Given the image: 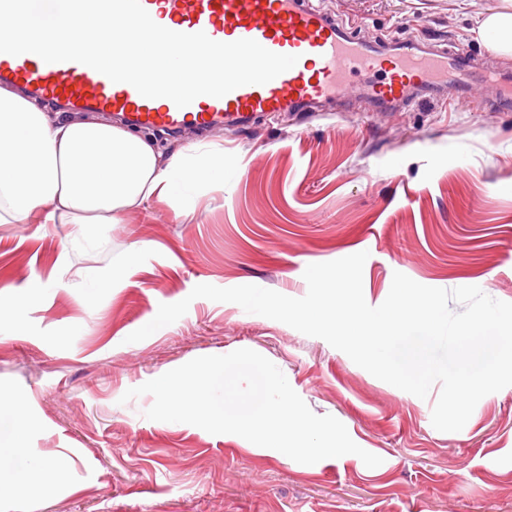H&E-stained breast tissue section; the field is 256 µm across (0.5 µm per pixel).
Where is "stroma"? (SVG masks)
I'll list each match as a JSON object with an SVG mask.
<instances>
[{
	"instance_id": "stroma-1",
	"label": "stroma",
	"mask_w": 512,
	"mask_h": 512,
	"mask_svg": "<svg viewBox=\"0 0 512 512\" xmlns=\"http://www.w3.org/2000/svg\"><path fill=\"white\" fill-rule=\"evenodd\" d=\"M312 3L375 42L481 54L471 29L499 0ZM214 150L224 189L197 202L134 206L117 224H0V397L19 400L26 426L0 421V448L20 443L62 467L48 490L32 473L23 512H512V386L483 397L461 431L441 432L440 385L416 397L321 338L189 297L199 284H252L300 298L308 265L365 251L369 305L397 272L512 302V112L442 99L385 117L359 102L275 115ZM125 248L133 260L112 270ZM185 298L178 321L128 342L160 304ZM228 348L273 362L381 464H301L234 434L147 419L151 395L122 399Z\"/></svg>"
}]
</instances>
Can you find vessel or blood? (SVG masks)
Segmentation results:
<instances>
[{
	"mask_svg": "<svg viewBox=\"0 0 512 512\" xmlns=\"http://www.w3.org/2000/svg\"><path fill=\"white\" fill-rule=\"evenodd\" d=\"M159 25L205 32L219 42L252 39L266 49L297 56V64L264 85H245L223 97H197L185 107L147 98L132 85L112 82L84 64L44 62L33 53H0V82L52 101L65 112L112 114L146 128L210 131L223 138L251 120L278 112L349 111L366 96L399 112L423 95L448 96L471 109L512 112L488 76L489 63L437 45L384 47L364 39L305 0H141Z\"/></svg>",
	"mask_w": 512,
	"mask_h": 512,
	"instance_id": "obj_1",
	"label": "vessel or blood"
}]
</instances>
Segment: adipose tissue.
I'll list each match as a JSON object with an SVG mask.
<instances>
[{"label":"adipose tissue","instance_id":"adipose-tissue-1","mask_svg":"<svg viewBox=\"0 0 512 512\" xmlns=\"http://www.w3.org/2000/svg\"><path fill=\"white\" fill-rule=\"evenodd\" d=\"M501 55L512 54V0L473 29ZM224 188V167L207 144L164 156L147 136L101 120H51L10 86L0 87V224H114L126 208L152 201H197ZM38 468L43 487L56 485V464L29 449L0 453V500L21 501Z\"/></svg>","mask_w":512,"mask_h":512}]
</instances>
